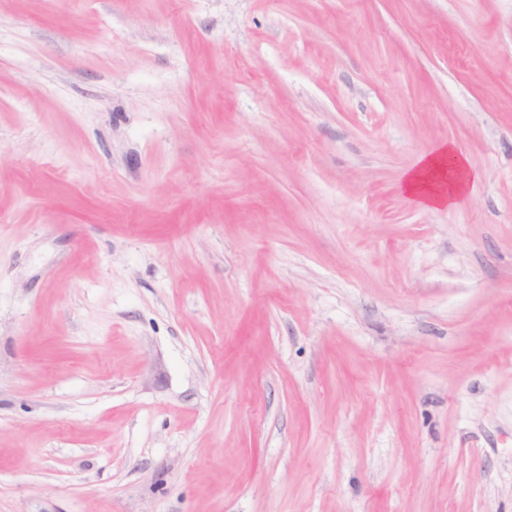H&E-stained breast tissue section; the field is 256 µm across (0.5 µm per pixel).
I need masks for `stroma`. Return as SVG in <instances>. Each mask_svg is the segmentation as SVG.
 <instances>
[{
  "label": "stroma",
  "mask_w": 512,
  "mask_h": 512,
  "mask_svg": "<svg viewBox=\"0 0 512 512\" xmlns=\"http://www.w3.org/2000/svg\"><path fill=\"white\" fill-rule=\"evenodd\" d=\"M0 512H512V0H0ZM474 176L466 156L454 144L443 145L405 173L401 191L422 208H446L466 191Z\"/></svg>",
  "instance_id": "35a3bbf8"
}]
</instances>
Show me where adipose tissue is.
Segmentation results:
<instances>
[{
  "mask_svg": "<svg viewBox=\"0 0 512 512\" xmlns=\"http://www.w3.org/2000/svg\"><path fill=\"white\" fill-rule=\"evenodd\" d=\"M473 178L466 156L448 144L422 156L405 173L401 191L420 207L445 208L466 191Z\"/></svg>",
  "mask_w": 512,
  "mask_h": 512,
  "instance_id": "adipose-tissue-1",
  "label": "adipose tissue"
}]
</instances>
